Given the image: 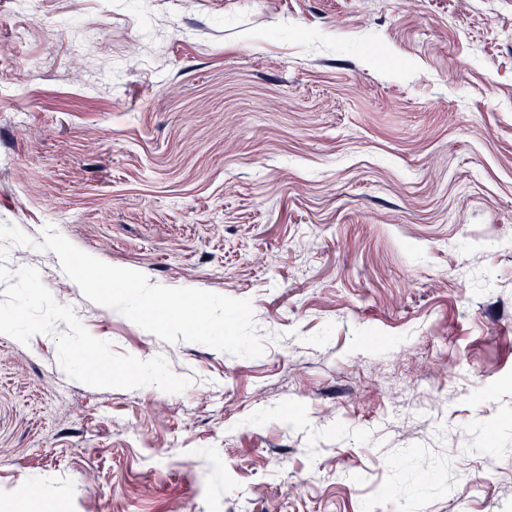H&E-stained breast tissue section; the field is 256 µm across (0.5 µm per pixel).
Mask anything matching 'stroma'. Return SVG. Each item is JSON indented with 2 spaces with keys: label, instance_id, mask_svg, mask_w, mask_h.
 <instances>
[{
  "label": "stroma",
  "instance_id": "stroma-1",
  "mask_svg": "<svg viewBox=\"0 0 512 512\" xmlns=\"http://www.w3.org/2000/svg\"><path fill=\"white\" fill-rule=\"evenodd\" d=\"M1 318L0 512H512V0H0Z\"/></svg>",
  "mask_w": 512,
  "mask_h": 512
}]
</instances>
